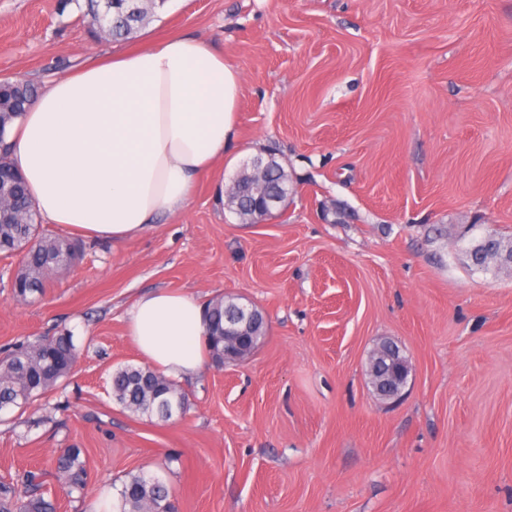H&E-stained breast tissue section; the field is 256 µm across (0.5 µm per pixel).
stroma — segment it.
<instances>
[{
	"label": "stroma",
	"mask_w": 512,
	"mask_h": 512,
	"mask_svg": "<svg viewBox=\"0 0 512 512\" xmlns=\"http://www.w3.org/2000/svg\"><path fill=\"white\" fill-rule=\"evenodd\" d=\"M190 35L242 80L236 147L186 210L80 260L19 301L0 261V349L67 331L82 351L48 403L0 422V478L42 473L57 512H94L146 471L180 512H512V267L470 265L512 236V0H167L125 41L77 5L0 0V78L46 88L86 59ZM274 157L293 192L240 223L218 199ZM262 309L243 361H206L161 422L112 400L143 364L124 317L154 290ZM410 366L399 397L368 377L383 339ZM76 446L94 498L55 478Z\"/></svg>",
	"instance_id": "1"
}]
</instances>
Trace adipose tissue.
<instances>
[{"label":"adipose tissue","instance_id":"1","mask_svg":"<svg viewBox=\"0 0 512 512\" xmlns=\"http://www.w3.org/2000/svg\"><path fill=\"white\" fill-rule=\"evenodd\" d=\"M239 95L221 52L192 36L152 41L56 78L12 124L9 161L44 222L121 242L185 211L235 142ZM126 331L171 380L206 360V305L194 296H140Z\"/></svg>","mask_w":512,"mask_h":512}]
</instances>
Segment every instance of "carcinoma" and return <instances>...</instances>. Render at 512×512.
<instances>
[{
	"mask_svg": "<svg viewBox=\"0 0 512 512\" xmlns=\"http://www.w3.org/2000/svg\"><path fill=\"white\" fill-rule=\"evenodd\" d=\"M167 0H137L135 10L125 7L110 8L102 13L101 0H85L86 16L90 17L92 34H98L96 20L104 17L103 25L111 38L129 39L146 27L156 10ZM39 94L38 87L22 79L0 81V132L28 108ZM249 186H255L271 198H288L292 188L282 165L271 161L270 167L254 177L248 165L237 174ZM12 186L13 203L7 217L0 220V258L19 257L13 291L25 300L33 293H41L53 275L72 266L81 255L78 242L51 236L37 223L38 214L29 203L30 195L24 179L16 175ZM253 195L245 192L229 202L230 208L243 220L272 215V209L256 213L250 207ZM236 299L222 297L208 303V345L214 362L224 364V319L232 313ZM80 357V349L68 332L53 336H38L14 344L0 353V419L25 410L44 399L71 374ZM112 398L125 410L155 416L168 421L185 412V394L177 385L146 366L126 364L110 375ZM82 449L65 448L56 458L55 474L68 493L83 498L88 493L85 461ZM173 496L164 482L144 472L126 475L118 492L117 512H171ZM0 512H55V505L38 475L26 471L10 480H0Z\"/></svg>",
	"mask_w": 512,
	"mask_h": 512,
	"instance_id": "obj_1",
	"label": "carcinoma"
}]
</instances>
